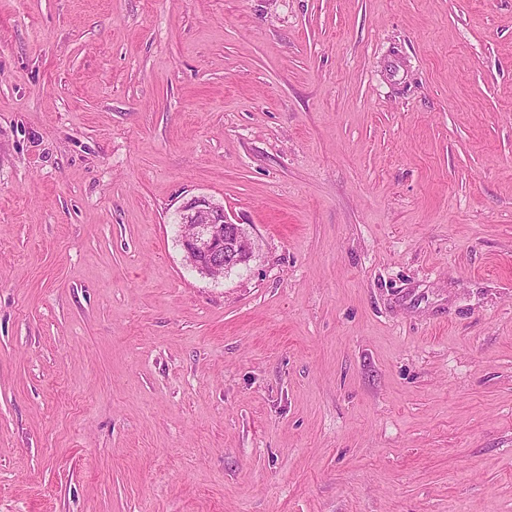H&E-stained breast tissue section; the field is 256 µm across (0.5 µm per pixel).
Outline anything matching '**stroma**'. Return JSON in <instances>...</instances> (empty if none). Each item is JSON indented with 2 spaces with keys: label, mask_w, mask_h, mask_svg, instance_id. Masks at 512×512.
<instances>
[{
  "label": "stroma",
  "mask_w": 512,
  "mask_h": 512,
  "mask_svg": "<svg viewBox=\"0 0 512 512\" xmlns=\"http://www.w3.org/2000/svg\"><path fill=\"white\" fill-rule=\"evenodd\" d=\"M0 512H512V0H0ZM182 211L181 243L186 260L198 272L210 278L223 277L234 265L251 259L250 239L240 224L226 216L223 206L195 197ZM200 255L205 259H199Z\"/></svg>",
  "instance_id": "35a3bbf8"
}]
</instances>
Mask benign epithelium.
Here are the masks:
<instances>
[{
	"label": "benign epithelium",
	"mask_w": 512,
	"mask_h": 512,
	"mask_svg": "<svg viewBox=\"0 0 512 512\" xmlns=\"http://www.w3.org/2000/svg\"><path fill=\"white\" fill-rule=\"evenodd\" d=\"M182 246L186 260L201 274L216 278L252 257L245 230L232 222L224 207L205 197L190 199L182 207Z\"/></svg>",
	"instance_id": "benign-epithelium-1"
}]
</instances>
